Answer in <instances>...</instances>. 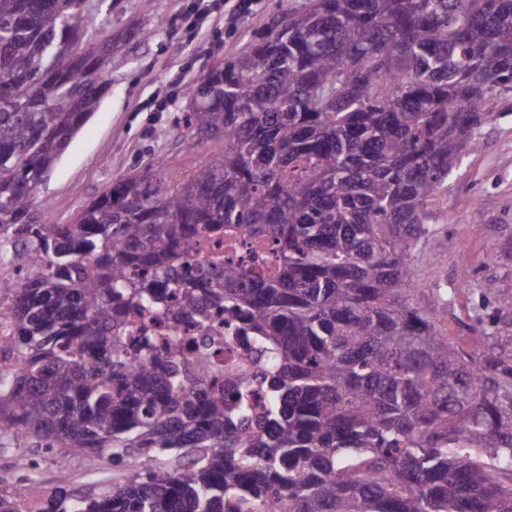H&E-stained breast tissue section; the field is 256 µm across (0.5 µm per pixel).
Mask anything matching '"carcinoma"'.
Wrapping results in <instances>:
<instances>
[{
	"label": "carcinoma",
	"instance_id": "obj_1",
	"mask_svg": "<svg viewBox=\"0 0 512 512\" xmlns=\"http://www.w3.org/2000/svg\"><path fill=\"white\" fill-rule=\"evenodd\" d=\"M88 26L86 0H0V251L24 270L0 447L125 465L35 512H512V350L483 325L456 349L413 298L428 206L512 92V0H305L188 85L201 167L153 159L56 224L38 194L112 55ZM240 228L273 265L195 262ZM216 309L262 346L259 412L218 376ZM135 311L193 324V359Z\"/></svg>",
	"mask_w": 512,
	"mask_h": 512
}]
</instances>
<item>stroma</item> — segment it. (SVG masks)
Here are the masks:
<instances>
[{
  "mask_svg": "<svg viewBox=\"0 0 512 512\" xmlns=\"http://www.w3.org/2000/svg\"><path fill=\"white\" fill-rule=\"evenodd\" d=\"M302 2L259 0L233 36L216 37L204 30L191 39L170 24L187 0H152V21L135 29L127 23L139 14L141 0H88L93 26L112 23V57L98 112L76 134L41 190L55 221L69 222L113 181L153 157H163L181 174L196 170L213 147L184 140L178 121L188 100L182 94L170 96V70L183 68L189 82L203 76L241 50L273 13ZM160 99L166 106L159 112L155 103ZM478 135L480 151L464 158L430 205L434 232L416 269V302L425 305L442 296L441 323L453 345L464 351L473 348L474 315L483 311L484 301L512 296V96ZM434 253L444 254V262L429 263L427 257ZM464 261L469 264L465 275L460 272ZM22 456L34 461L37 499L62 474L69 476L72 487L85 490L103 481L118 482L122 471L106 458L65 456L21 440L0 450V488L13 480Z\"/></svg>",
  "mask_w": 512,
  "mask_h": 512,
  "instance_id": "1",
  "label": "stroma"
}]
</instances>
